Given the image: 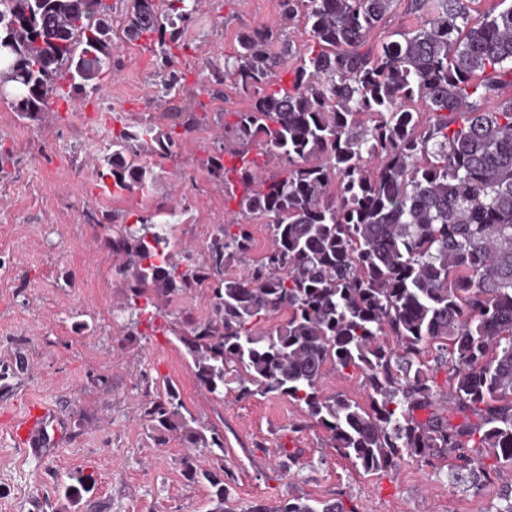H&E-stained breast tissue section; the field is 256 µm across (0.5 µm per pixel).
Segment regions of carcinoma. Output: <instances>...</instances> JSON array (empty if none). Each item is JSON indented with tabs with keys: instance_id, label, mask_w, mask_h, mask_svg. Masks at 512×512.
<instances>
[{
	"instance_id": "carcinoma-1",
	"label": "carcinoma",
	"mask_w": 512,
	"mask_h": 512,
	"mask_svg": "<svg viewBox=\"0 0 512 512\" xmlns=\"http://www.w3.org/2000/svg\"><path fill=\"white\" fill-rule=\"evenodd\" d=\"M393 0H283L311 43L288 66L290 44L246 29L224 72L249 99L233 113L237 148L206 169L262 218L272 244L240 276L224 267L252 249L248 223L215 225L205 260L172 262L167 225L141 217L121 226L112 250L124 256L135 297L171 301L201 283L210 313H182L176 337L211 393L236 384L242 398L285 396L305 405L331 447L366 474L409 456L456 461L465 470L488 457L512 468V4L471 19L470 0H409L414 28L373 47ZM189 0H131L125 38L178 48L167 28L191 19ZM0 79L16 88L14 111L30 118L51 101L101 90L112 69V24L105 0H0ZM291 70L290 84L276 78ZM431 113L426 126L410 105ZM166 130L148 121L112 133L98 175L112 194L144 190L139 163L150 144L178 149L201 117L167 112ZM259 154L249 157L250 147ZM280 170H267L268 159ZM279 322L264 331L265 323ZM448 367V412L436 406L429 362ZM357 369L370 393L361 404L324 397L328 368ZM170 392L143 410L159 435L224 451L181 413ZM428 411L426 419L417 417ZM186 476L213 488L211 512H229L231 481L184 461ZM274 512H342L334 502L299 498Z\"/></svg>"
}]
</instances>
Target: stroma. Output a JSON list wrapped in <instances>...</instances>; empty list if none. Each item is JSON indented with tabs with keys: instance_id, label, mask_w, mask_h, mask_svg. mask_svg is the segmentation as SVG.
Listing matches in <instances>:
<instances>
[{
	"instance_id": "35a3bbf8",
	"label": "stroma",
	"mask_w": 512,
	"mask_h": 512,
	"mask_svg": "<svg viewBox=\"0 0 512 512\" xmlns=\"http://www.w3.org/2000/svg\"><path fill=\"white\" fill-rule=\"evenodd\" d=\"M112 7V72L80 103L53 101L38 120L0 100V512H209L211 487L184 473L188 455L233 478L231 512L285 498L335 501L344 512H495L512 490V470L476 464L457 479L449 463L404 458L380 474L356 468L330 448L303 405L278 395H214L198 386L194 365L173 331L187 310L206 316L208 298L186 290L172 302L133 298L122 258L107 245L137 216L174 224V241L205 258L214 211L237 206L203 161L224 146L215 113L248 108L213 72L248 28L267 27L276 44L304 50L303 22L283 16L281 0H202L174 32L180 49L162 68L158 47L124 39L128 0ZM180 75L168 88L169 73ZM205 112L176 155L145 149L153 179L141 191L104 192L98 165L113 130L164 112ZM175 390L197 426L224 437V458L191 449L175 434L158 444L140 417L145 403ZM54 409L62 430L55 453L19 448L12 422L33 405ZM296 464H289V457ZM94 479L79 499L64 495L70 475Z\"/></svg>"
}]
</instances>
